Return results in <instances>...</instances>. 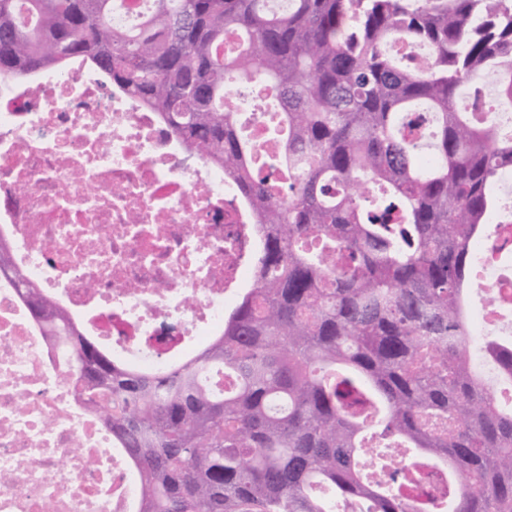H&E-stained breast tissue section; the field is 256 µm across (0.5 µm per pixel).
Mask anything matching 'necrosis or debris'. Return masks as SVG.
I'll use <instances>...</instances> for the list:
<instances>
[{
	"label": "necrosis or debris",
	"instance_id": "4bbe7bcc",
	"mask_svg": "<svg viewBox=\"0 0 512 512\" xmlns=\"http://www.w3.org/2000/svg\"><path fill=\"white\" fill-rule=\"evenodd\" d=\"M269 88L230 91L246 116L256 164L280 172ZM0 241L113 357L157 373L195 355L224 328L227 305L252 287L264 234L223 168L188 152L158 114L113 91L82 64L0 82ZM512 212L478 243L474 336L512 335ZM66 355L44 336L17 289L0 278V512H134L139 485L95 413L64 382ZM372 480L400 471L413 501L448 502L443 465L398 449Z\"/></svg>",
	"mask_w": 512,
	"mask_h": 512
}]
</instances>
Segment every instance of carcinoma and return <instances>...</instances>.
I'll list each match as a JSON object with an SVG mask.
<instances>
[{
  "mask_svg": "<svg viewBox=\"0 0 512 512\" xmlns=\"http://www.w3.org/2000/svg\"><path fill=\"white\" fill-rule=\"evenodd\" d=\"M115 0H0V79L75 58L160 114L231 175L266 233L254 288L193 359L150 374L112 359L19 272L34 320L70 354L64 376L129 457L135 512H423L371 483L368 429L470 488L449 512H512V409L479 377L512 380V344L471 332V249L512 171V136L457 93L497 79L512 100V0H152L112 27ZM236 50L224 56V38ZM427 47L414 68L385 50ZM268 86L288 176L254 175L226 104ZM432 114L430 143L410 116Z\"/></svg>",
  "mask_w": 512,
  "mask_h": 512,
  "instance_id": "cac0c4a2",
  "label": "carcinoma"
}]
</instances>
